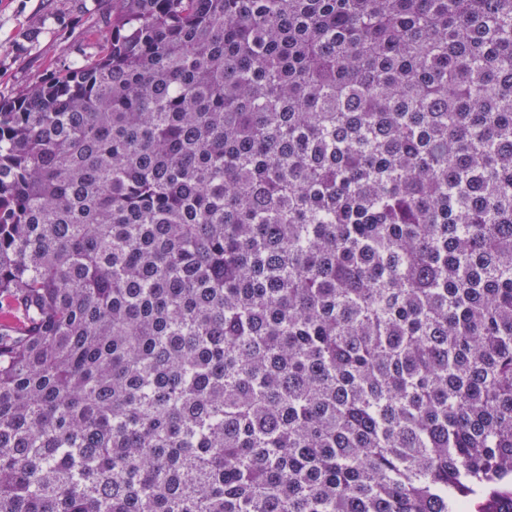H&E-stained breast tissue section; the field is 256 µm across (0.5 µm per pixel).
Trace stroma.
<instances>
[{
	"label": "stroma",
	"instance_id": "1",
	"mask_svg": "<svg viewBox=\"0 0 512 512\" xmlns=\"http://www.w3.org/2000/svg\"><path fill=\"white\" fill-rule=\"evenodd\" d=\"M107 10L108 0H0V99L93 54Z\"/></svg>",
	"mask_w": 512,
	"mask_h": 512
}]
</instances>
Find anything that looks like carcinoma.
I'll return each mask as SVG.
<instances>
[{
	"instance_id": "cac0c4a2",
	"label": "carcinoma",
	"mask_w": 512,
	"mask_h": 512,
	"mask_svg": "<svg viewBox=\"0 0 512 512\" xmlns=\"http://www.w3.org/2000/svg\"><path fill=\"white\" fill-rule=\"evenodd\" d=\"M512 512V0H112L0 102V512Z\"/></svg>"
}]
</instances>
